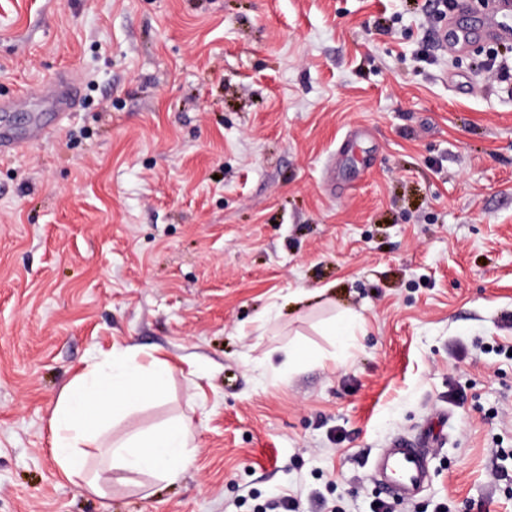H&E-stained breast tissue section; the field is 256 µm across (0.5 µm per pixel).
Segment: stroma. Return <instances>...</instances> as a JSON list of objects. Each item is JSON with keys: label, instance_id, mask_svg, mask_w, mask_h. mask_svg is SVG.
Listing matches in <instances>:
<instances>
[{"label": "stroma", "instance_id": "1", "mask_svg": "<svg viewBox=\"0 0 512 512\" xmlns=\"http://www.w3.org/2000/svg\"><path fill=\"white\" fill-rule=\"evenodd\" d=\"M424 0H0V512H512V41L434 42ZM362 319L353 336L325 333ZM301 345L315 361L282 365ZM166 358L121 440L189 421L174 482L62 477L50 417L114 350ZM79 81L80 77L60 76L54 86L47 90L44 98L55 112V118L52 125L49 126L34 124L30 131L33 140H42L56 132L62 126L68 113L77 107L80 100ZM427 448L421 442L392 440L378 456L374 476L386 495L397 499L414 498L427 481Z\"/></svg>", "mask_w": 512, "mask_h": 512}]
</instances>
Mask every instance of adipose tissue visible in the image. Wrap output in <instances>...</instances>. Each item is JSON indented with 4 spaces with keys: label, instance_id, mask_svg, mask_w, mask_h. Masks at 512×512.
Returning <instances> with one entry per match:
<instances>
[{
    "label": "adipose tissue",
    "instance_id": "obj_1",
    "mask_svg": "<svg viewBox=\"0 0 512 512\" xmlns=\"http://www.w3.org/2000/svg\"><path fill=\"white\" fill-rule=\"evenodd\" d=\"M159 358L142 363L136 348L113 353L110 368L94 367L76 377L61 394L50 419L54 457L66 479H85L103 495L99 477L90 475L83 446L107 437L113 423L158 398L169 378ZM190 430L185 420L161 424L109 444L108 469L177 479L188 462Z\"/></svg>",
    "mask_w": 512,
    "mask_h": 512
}]
</instances>
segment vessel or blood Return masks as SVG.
Segmentation results:
<instances>
[{
	"instance_id": "1",
	"label": "vessel or blood",
	"mask_w": 512,
	"mask_h": 512,
	"mask_svg": "<svg viewBox=\"0 0 512 512\" xmlns=\"http://www.w3.org/2000/svg\"><path fill=\"white\" fill-rule=\"evenodd\" d=\"M483 32L494 39L512 38V0H494L489 28L478 25L468 28L451 23L441 29L440 41L443 46L460 48ZM45 98L55 118L52 125L32 126L30 135L36 141L56 132L69 112L77 107L80 100L78 78L59 77L47 90ZM426 458L427 449L422 443H411L400 438L392 440L378 456L374 468V476L382 492L402 500L414 498L427 481Z\"/></svg>"
}]
</instances>
